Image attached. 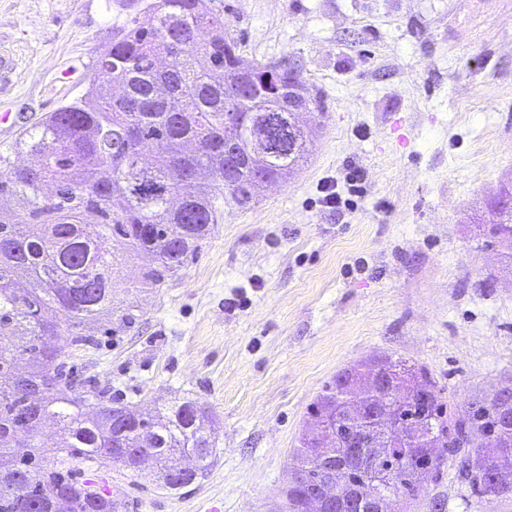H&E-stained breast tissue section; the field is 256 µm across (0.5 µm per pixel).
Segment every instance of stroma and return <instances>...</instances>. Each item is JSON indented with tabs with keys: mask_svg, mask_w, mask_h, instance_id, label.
Instances as JSON below:
<instances>
[{
	"mask_svg": "<svg viewBox=\"0 0 512 512\" xmlns=\"http://www.w3.org/2000/svg\"><path fill=\"white\" fill-rule=\"evenodd\" d=\"M139 10L0 0V154L26 163L22 131L101 83L97 52ZM224 19L247 63L295 67L323 109L308 160L251 206L225 201L176 277L143 291L113 276L126 332L83 324L98 346L78 365L125 404L208 412L216 459L181 490L151 463H87L128 512H283L310 405L351 364L425 368L455 418L512 387V260L482 246L512 191V0H224ZM328 179L353 208L320 207ZM422 485L394 512H512V493L478 504L454 462Z\"/></svg>",
	"mask_w": 512,
	"mask_h": 512,
	"instance_id": "35a3bbf8",
	"label": "stroma"
}]
</instances>
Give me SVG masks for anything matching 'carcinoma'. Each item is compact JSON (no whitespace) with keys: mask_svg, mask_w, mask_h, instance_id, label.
<instances>
[{"mask_svg":"<svg viewBox=\"0 0 512 512\" xmlns=\"http://www.w3.org/2000/svg\"><path fill=\"white\" fill-rule=\"evenodd\" d=\"M142 2L146 20H128L121 36L97 58L106 84L120 86V94L90 91L24 130L20 145L29 154L27 164L17 166L0 155V197L13 195L22 205L20 213L0 209V330L8 328L18 337L11 346L0 342V512H122L124 499L102 493L80 474V464L113 461L121 448L151 453L162 488L176 490L202 478L216 449L202 424L205 410L196 401L147 408L138 412L139 425L127 430L112 416L128 406L114 401L111 388L99 386L95 378L79 377L70 354L97 347L81 325L89 317L112 314V275L132 254L147 253L155 260L139 270L133 287L164 283L185 267L218 222L220 200L250 204L254 171L283 180L312 151L303 115L312 118L320 111L316 96L288 114L291 139L298 142L294 152L272 158L253 143L254 170L226 182L225 120L242 112L278 118L287 111L286 101L300 100L302 80L285 63L280 65L283 101L260 85L231 95L225 84L245 66L232 53L238 42L226 36L219 43L201 39L206 31H224L223 0ZM155 146L162 148L163 160L148 166L143 153ZM47 181L55 184L50 195L41 192ZM483 245L512 257V211L500 213V223L489 228ZM20 276L28 282L23 292L14 288ZM52 309L65 321L48 320L45 312ZM47 336H61L63 344L52 347ZM25 356L35 365L28 381L41 387L37 403L30 399L28 381L16 379L17 361ZM380 373L387 387L367 402L373 414L345 421L338 446L324 449L332 472L323 471L315 456L316 433L299 439L295 470L305 474L309 486L332 479L343 493L353 494L374 466L390 475L376 484L382 496L414 497L423 474L441 463L425 453L427 444L445 449L454 461L466 439L478 434L482 440L459 466L460 480L480 503L512 492V485L497 478L512 471V429L501 428L500 399L480 405L465 420L452 419L435 397L436 382L421 367L384 358L379 366L346 368L311 404L313 419L333 413L348 398H361L362 379ZM410 378L421 380L432 397L411 393ZM87 407L94 414H87ZM391 409L420 424L414 442L375 463L348 457L343 444L360 431L386 436L383 415ZM45 420L64 432L56 464L41 467L31 455L11 458L17 434ZM183 454L195 457V470L179 469Z\"/></svg>","mask_w":512,"mask_h":512,"instance_id":"cac0c4a2","label":"carcinoma"}]
</instances>
